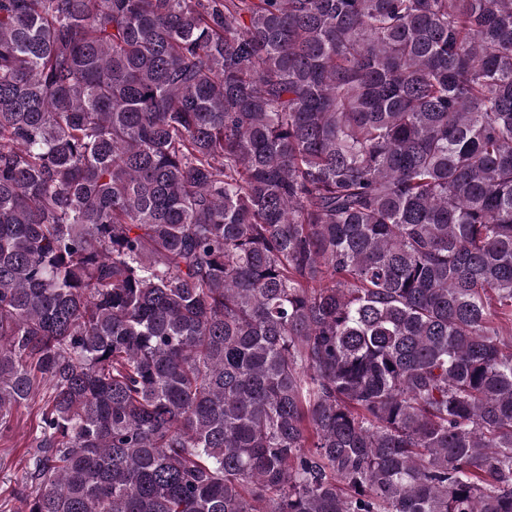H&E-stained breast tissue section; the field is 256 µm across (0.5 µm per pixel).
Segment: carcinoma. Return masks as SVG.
Returning <instances> with one entry per match:
<instances>
[{"instance_id":"obj_1","label":"carcinoma","mask_w":512,"mask_h":512,"mask_svg":"<svg viewBox=\"0 0 512 512\" xmlns=\"http://www.w3.org/2000/svg\"><path fill=\"white\" fill-rule=\"evenodd\" d=\"M23 512H512V0H0Z\"/></svg>"}]
</instances>
